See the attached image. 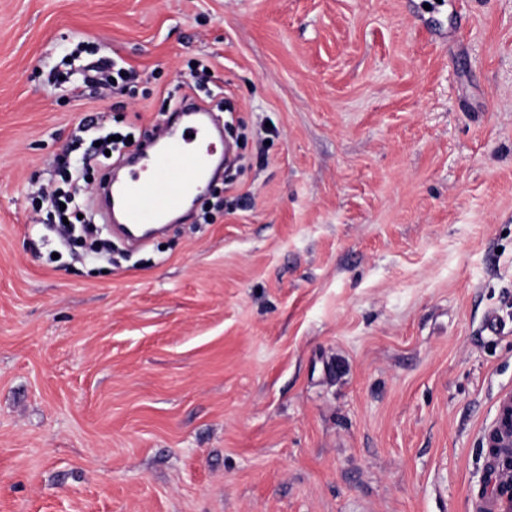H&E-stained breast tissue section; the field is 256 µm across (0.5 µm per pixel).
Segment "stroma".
Returning a JSON list of instances; mask_svg holds the SVG:
<instances>
[{
    "mask_svg": "<svg viewBox=\"0 0 512 512\" xmlns=\"http://www.w3.org/2000/svg\"><path fill=\"white\" fill-rule=\"evenodd\" d=\"M73 53L135 94L51 88ZM198 60L236 207L77 258L53 158ZM510 394L512 0H0V512H503ZM489 458L485 476L492 492L512 510V395L501 400L496 418L485 435ZM493 467L496 468L495 472ZM494 472L497 474H490Z\"/></svg>",
    "mask_w": 512,
    "mask_h": 512,
    "instance_id": "obj_1",
    "label": "stroma"
}]
</instances>
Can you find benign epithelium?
<instances>
[{"instance_id":"7a95c632","label":"benign epithelium","mask_w":512,"mask_h":512,"mask_svg":"<svg viewBox=\"0 0 512 512\" xmlns=\"http://www.w3.org/2000/svg\"><path fill=\"white\" fill-rule=\"evenodd\" d=\"M489 458L485 482L495 496L512 507V395L501 400L496 418L485 435Z\"/></svg>"}]
</instances>
